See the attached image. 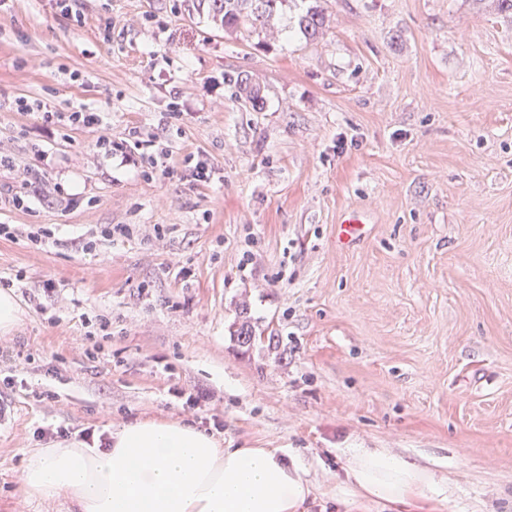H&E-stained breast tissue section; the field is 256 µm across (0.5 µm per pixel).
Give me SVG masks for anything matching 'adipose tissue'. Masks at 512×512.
<instances>
[{
	"instance_id": "1",
	"label": "adipose tissue",
	"mask_w": 512,
	"mask_h": 512,
	"mask_svg": "<svg viewBox=\"0 0 512 512\" xmlns=\"http://www.w3.org/2000/svg\"><path fill=\"white\" fill-rule=\"evenodd\" d=\"M27 498L69 497L77 512H307L317 497L345 512H436L452 487L383 448H353L343 478L317 490L310 472L275 448H223L177 420L142 419L109 436L31 452Z\"/></svg>"
}]
</instances>
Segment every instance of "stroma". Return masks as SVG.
Listing matches in <instances>:
<instances>
[{"label":"stroma","instance_id":"obj_1","mask_svg":"<svg viewBox=\"0 0 512 512\" xmlns=\"http://www.w3.org/2000/svg\"><path fill=\"white\" fill-rule=\"evenodd\" d=\"M321 5L311 41L302 0L268 37L199 0H0V224L53 235L0 239L23 312L0 337V512H73L24 494L36 429L147 418L281 449L320 486L384 448L449 481L438 512H512V16ZM81 104L105 127L45 120ZM163 148L166 170L124 161ZM352 210L364 233L341 249ZM103 224L134 233L82 251ZM319 1L309 5L306 11L299 17V26L305 37L309 40H315L323 35L325 28V12ZM17 224H0V238L13 239L18 235L26 234L27 239L36 244H46L51 239V231L44 227H32L28 225L27 228H21Z\"/></svg>","mask_w":512,"mask_h":512}]
</instances>
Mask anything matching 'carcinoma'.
Returning a JSON list of instances; mask_svg holds the SVG:
<instances>
[{"label":"carcinoma","instance_id":"1","mask_svg":"<svg viewBox=\"0 0 512 512\" xmlns=\"http://www.w3.org/2000/svg\"><path fill=\"white\" fill-rule=\"evenodd\" d=\"M285 0H200L207 5L214 18L220 19L228 30L244 29L251 33L269 34L274 19ZM299 26L305 37L315 40L323 35L325 12L318 4L310 5L299 17Z\"/></svg>","mask_w":512,"mask_h":512}]
</instances>
